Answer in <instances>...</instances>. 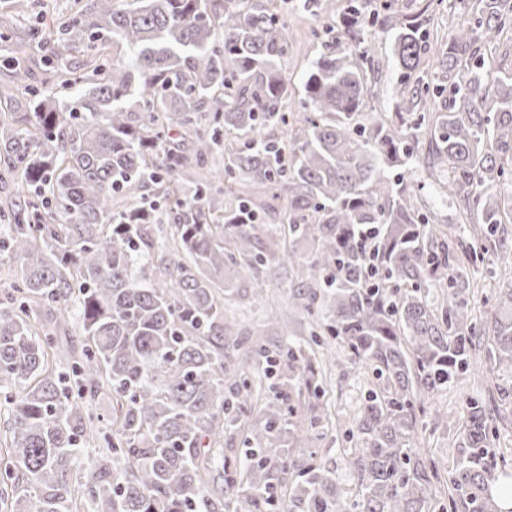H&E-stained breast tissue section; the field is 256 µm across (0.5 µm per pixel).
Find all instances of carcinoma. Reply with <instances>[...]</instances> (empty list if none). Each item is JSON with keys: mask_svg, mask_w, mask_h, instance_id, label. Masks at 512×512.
<instances>
[{"mask_svg": "<svg viewBox=\"0 0 512 512\" xmlns=\"http://www.w3.org/2000/svg\"><path fill=\"white\" fill-rule=\"evenodd\" d=\"M55 34L21 11L0 12V58L27 93L0 123V183L18 185L3 257L21 260L11 305L0 306V395L10 410L12 454L0 457L9 512H264L277 473L295 468L328 420L311 342L269 345L224 322V297L240 262L299 272L296 305L366 366L374 382L351 433L346 464L357 478L351 507L333 475L309 465L288 492L301 512H512V461L491 451L487 403L471 399L458 428L450 490L417 448V405L485 355L512 371V278L480 320L467 268L505 257L512 236V68L491 52L512 34V0L471 4L426 77L430 31L390 16L398 70L394 117L359 122L373 99L363 0H347L326 49L304 76L288 144L267 135L288 125L279 69L284 24L264 0H77ZM57 38L56 82L30 83L23 58ZM444 111L423 112L429 98ZM424 160L448 179L462 222L442 232L417 209L413 189L389 173ZM224 162L214 155L220 140ZM273 189L260 203L218 204L214 183ZM146 189L137 206L122 198ZM284 211L266 242L255 224ZM169 235H163V225ZM73 308L81 360L69 385L53 362L56 332L34 307ZM248 344L274 377L254 400L245 369L224 345ZM112 396L111 433L95 455L96 399ZM262 424L247 426L254 413ZM249 451L224 466V433ZM85 461L86 481L71 483Z\"/></svg>", "mask_w": 512, "mask_h": 512, "instance_id": "1", "label": "carcinoma"}]
</instances>
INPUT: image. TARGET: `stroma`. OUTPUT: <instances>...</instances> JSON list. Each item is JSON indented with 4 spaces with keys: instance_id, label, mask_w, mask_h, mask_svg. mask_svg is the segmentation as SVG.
<instances>
[{
    "instance_id": "stroma-1",
    "label": "stroma",
    "mask_w": 512,
    "mask_h": 512,
    "mask_svg": "<svg viewBox=\"0 0 512 512\" xmlns=\"http://www.w3.org/2000/svg\"><path fill=\"white\" fill-rule=\"evenodd\" d=\"M272 5L280 10L286 22L288 54L281 61L280 68L291 89L284 110L294 113L297 112L299 101L304 96L303 76L322 52L325 42L329 40V30L335 26L337 17L335 13L311 15L299 9L296 0H272ZM367 38L372 48L367 78L376 92L372 102L373 111L376 117L384 118L394 109L398 72L388 32L376 24L369 27ZM403 174L415 186L426 210L443 221L451 217L455 206L444 189L443 178L430 174L420 161L409 165ZM237 286L238 294L225 299L224 314L236 322L238 327H253L264 321L268 310L272 309L278 314L291 316L296 333L305 338L309 337L310 320L306 313L295 309L293 305L288 275L270 266L256 270L244 268L240 271ZM251 288L264 289L272 303L271 309H263L248 296L247 291ZM342 349V344L329 343L326 359L317 365L325 377L326 393L323 403L328 406L332 421L325 425L319 440L314 444L313 462L321 469L333 472L338 489L348 491L355 486L353 475L346 468L344 461L345 451L353 448L355 444L348 432L355 423L357 411L365 401L371 375L361 367L341 369L332 366V359H335ZM502 387L512 390V372L495 367L485 358L475 361L468 372L451 383L446 391L424 401V409L418 419L419 446L424 448L428 455L433 456L444 470H451L457 455L454 432L435 420V405H446L451 418L461 420L467 415L466 403L469 399H489Z\"/></svg>"
}]
</instances>
